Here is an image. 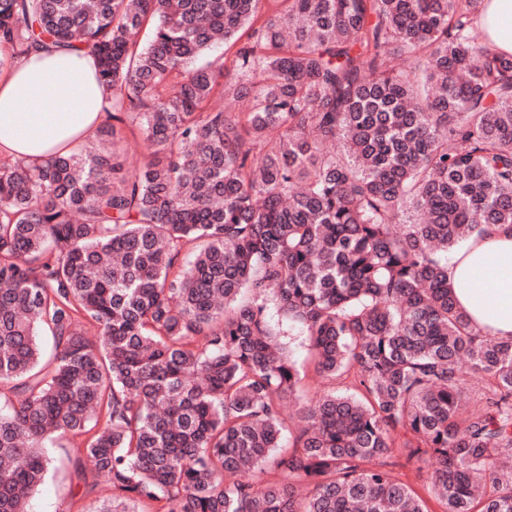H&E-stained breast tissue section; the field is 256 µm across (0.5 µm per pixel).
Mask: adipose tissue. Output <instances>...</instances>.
<instances>
[{
    "instance_id": "ef3b65f1",
    "label": "adipose tissue",
    "mask_w": 512,
    "mask_h": 512,
    "mask_svg": "<svg viewBox=\"0 0 512 512\" xmlns=\"http://www.w3.org/2000/svg\"><path fill=\"white\" fill-rule=\"evenodd\" d=\"M488 47L512 54V0H480ZM93 56L44 47L0 70V158L41 162L79 151L106 119ZM457 305L483 336L512 339V225L491 224L448 263Z\"/></svg>"
}]
</instances>
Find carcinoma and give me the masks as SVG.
I'll return each instance as SVG.
<instances>
[{"instance_id": "1", "label": "carcinoma", "mask_w": 512, "mask_h": 512, "mask_svg": "<svg viewBox=\"0 0 512 512\" xmlns=\"http://www.w3.org/2000/svg\"><path fill=\"white\" fill-rule=\"evenodd\" d=\"M261 2L0 0L1 66L89 49L110 91L79 152L0 164V512L88 432L101 512H429L398 454L441 512H512V341L448 287V253L512 225V55L479 0ZM270 297L353 376L293 432ZM414 460L408 462L405 457L397 459V465L394 467L396 476L402 482L411 485L419 493L424 494L426 484V471L419 472Z\"/></svg>"}]
</instances>
